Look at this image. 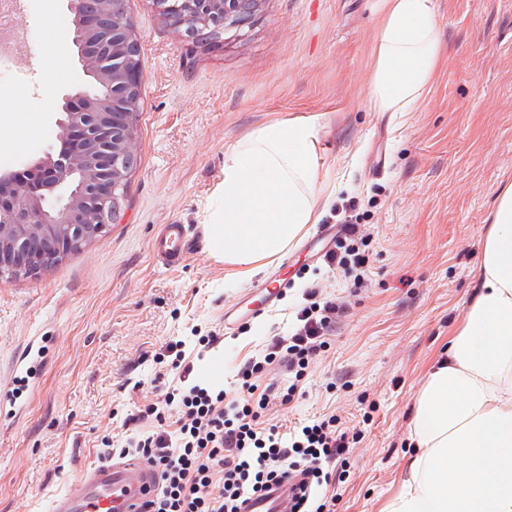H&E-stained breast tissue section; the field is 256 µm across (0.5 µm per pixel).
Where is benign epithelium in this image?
I'll list each match as a JSON object with an SVG mask.
<instances>
[{"instance_id":"benign-epithelium-1","label":"benign epithelium","mask_w":512,"mask_h":512,"mask_svg":"<svg viewBox=\"0 0 512 512\" xmlns=\"http://www.w3.org/2000/svg\"><path fill=\"white\" fill-rule=\"evenodd\" d=\"M166 23L177 33L224 16V29L251 23L262 0H181L171 9L167 0H153ZM78 0H68L75 13V37L85 72L93 80V94L77 91L65 97L64 118L58 121L59 136H72L69 152L48 154L36 161L29 178L0 175V279L33 276L68 256L82 251L109 226L122 195L127 169L125 157L137 154L134 116L144 80L136 60L139 40L130 18L112 17V38L98 33L95 20L77 14ZM96 56L121 57L124 64L102 69L95 56L84 53L86 45ZM112 137L109 154L98 152V142Z\"/></svg>"}]
</instances>
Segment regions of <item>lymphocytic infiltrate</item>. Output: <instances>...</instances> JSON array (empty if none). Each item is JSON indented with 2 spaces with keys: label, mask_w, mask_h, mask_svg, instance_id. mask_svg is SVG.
<instances>
[{
  "label": "lymphocytic infiltrate",
  "mask_w": 512,
  "mask_h": 512,
  "mask_svg": "<svg viewBox=\"0 0 512 512\" xmlns=\"http://www.w3.org/2000/svg\"><path fill=\"white\" fill-rule=\"evenodd\" d=\"M365 225L344 221L336 248L325 258L329 271L362 287L370 261ZM347 305L307 287L291 332L273 336L263 355L238 372L235 394L192 381L180 343L167 355L180 384L144 405L139 419L156 428L128 438L120 457L146 461L158 476L151 512H242L249 496L288 477L299 478L300 512H326V490L347 461L349 432L333 415L286 430L264 421L270 405L290 403L317 356L330 343ZM283 380H268L271 365ZM175 431H168L169 421ZM222 481L214 491V481Z\"/></svg>",
  "instance_id": "obj_1"
}]
</instances>
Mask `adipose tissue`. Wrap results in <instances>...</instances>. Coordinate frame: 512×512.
Returning a JSON list of instances; mask_svg holds the SVG:
<instances>
[{
	"label": "adipose tissue",
	"mask_w": 512,
	"mask_h": 512,
	"mask_svg": "<svg viewBox=\"0 0 512 512\" xmlns=\"http://www.w3.org/2000/svg\"><path fill=\"white\" fill-rule=\"evenodd\" d=\"M369 97L380 112H414L440 62L435 0H381ZM313 121L262 126L224 156L205 247L253 273L313 223L318 177ZM413 453L386 512H512V184L498 195L477 288L415 406Z\"/></svg>",
	"instance_id": "adipose-tissue-1"
}]
</instances>
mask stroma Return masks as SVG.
Listing matches in <instances>:
<instances>
[{
    "label": "stroma",
    "mask_w": 512,
    "mask_h": 512,
    "mask_svg": "<svg viewBox=\"0 0 512 512\" xmlns=\"http://www.w3.org/2000/svg\"><path fill=\"white\" fill-rule=\"evenodd\" d=\"M445 62L414 112L368 100L377 0H264L252 26L201 46L171 30L153 0H129L141 47L140 163L119 219L54 268L0 281V376L37 337L48 352L8 429H0V512H46L48 500L98 464L108 441L153 430L134 421L179 374L161 361L186 343L193 379L233 390L234 376L285 333L308 284L348 294L338 325L292 405L269 423L336 415L360 434L349 449L334 512H383L400 490L414 405L433 360L473 297L474 272L502 187L512 184V0H435ZM65 70L44 102L45 0H18V37L0 53V174L26 173L58 153L65 96L90 87L67 0H54ZM44 115L25 138L19 110ZM308 118L319 132L316 224L262 271L292 285L250 330L225 331L224 308L251 277L198 249L165 268L149 244L159 225L203 223L224 179V156L248 134ZM357 203L371 225L366 287L349 291L303 242ZM220 342L201 348L194 337Z\"/></svg>",
    "instance_id": "35a3bbf8"
}]
</instances>
